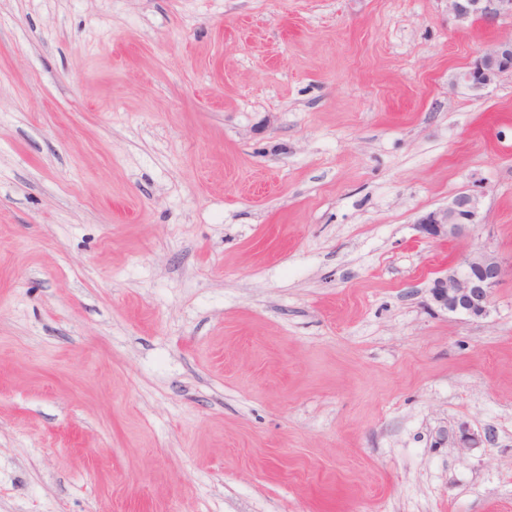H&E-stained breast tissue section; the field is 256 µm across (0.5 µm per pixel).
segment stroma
<instances>
[{
	"label": "stroma",
	"instance_id": "obj_1",
	"mask_svg": "<svg viewBox=\"0 0 512 512\" xmlns=\"http://www.w3.org/2000/svg\"><path fill=\"white\" fill-rule=\"evenodd\" d=\"M512 19L0 0V512H512ZM483 191L474 238L415 223ZM512 73V35L496 40L481 51L458 75V81L469 90L480 93L495 84L498 79ZM512 258L505 259L487 245H479L450 260L430 286L432 299L441 310L469 318H485L491 299Z\"/></svg>",
	"mask_w": 512,
	"mask_h": 512
}]
</instances>
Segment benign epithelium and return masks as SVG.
I'll return each mask as SVG.
<instances>
[{
	"label": "benign epithelium",
	"mask_w": 512,
	"mask_h": 512,
	"mask_svg": "<svg viewBox=\"0 0 512 512\" xmlns=\"http://www.w3.org/2000/svg\"><path fill=\"white\" fill-rule=\"evenodd\" d=\"M459 21L512 19V0H448ZM512 73V37L496 40L481 51L458 75L469 90L480 93L498 79ZM483 194L466 190L455 195L445 207L420 216L416 227L421 237L433 242H452L474 236L480 221ZM512 258L505 259L487 245H480L448 261L430 286L432 299L441 310L469 318L489 314L491 299Z\"/></svg>",
	"instance_id": "7a95c632"
}]
</instances>
